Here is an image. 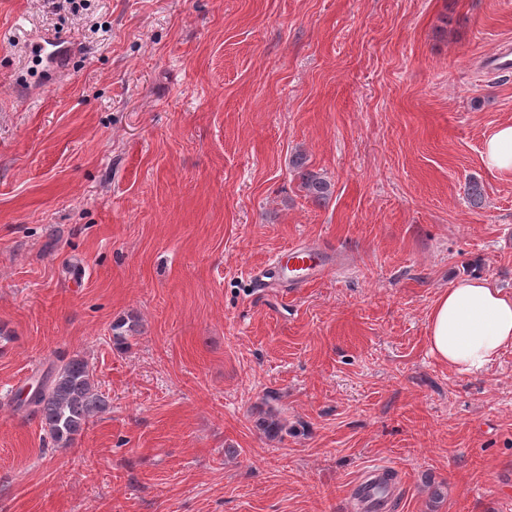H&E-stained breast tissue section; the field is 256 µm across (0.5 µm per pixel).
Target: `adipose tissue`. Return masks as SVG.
I'll return each instance as SVG.
<instances>
[{"mask_svg":"<svg viewBox=\"0 0 512 512\" xmlns=\"http://www.w3.org/2000/svg\"><path fill=\"white\" fill-rule=\"evenodd\" d=\"M429 345L450 368L482 375L512 348V293L479 274L458 279L430 311Z\"/></svg>","mask_w":512,"mask_h":512,"instance_id":"1","label":"adipose tissue"}]
</instances>
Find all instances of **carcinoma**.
Segmentation results:
<instances>
[{
  "label": "carcinoma",
  "mask_w": 512,
  "mask_h": 512,
  "mask_svg": "<svg viewBox=\"0 0 512 512\" xmlns=\"http://www.w3.org/2000/svg\"><path fill=\"white\" fill-rule=\"evenodd\" d=\"M293 167L307 196L321 202L332 194L331 183L307 169L302 157H295ZM465 192L471 206H483L485 194L482 184L471 179ZM138 327L135 318L112 324L114 344H127L128 338L137 333ZM40 382L41 389L25 399H19V405L29 408L40 418L44 430L61 448L71 446L89 423L108 408V400L98 390L92 369L79 355L70 357L57 368L49 369L40 377Z\"/></svg>",
  "instance_id": "cac0c4a2"
}]
</instances>
